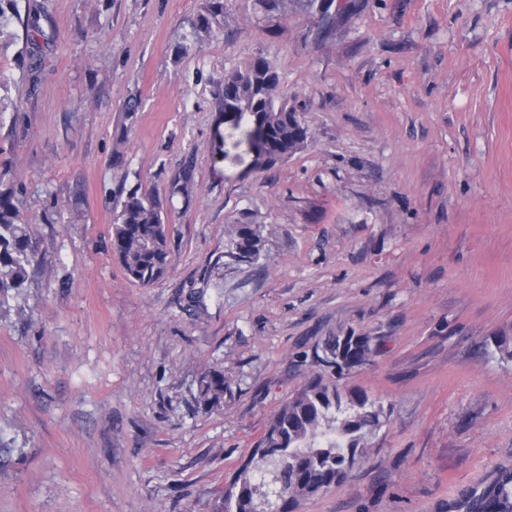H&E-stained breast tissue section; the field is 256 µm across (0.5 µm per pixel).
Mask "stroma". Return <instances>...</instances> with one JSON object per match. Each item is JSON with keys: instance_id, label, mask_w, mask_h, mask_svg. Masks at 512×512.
<instances>
[{"instance_id": "stroma-1", "label": "stroma", "mask_w": 512, "mask_h": 512, "mask_svg": "<svg viewBox=\"0 0 512 512\" xmlns=\"http://www.w3.org/2000/svg\"><path fill=\"white\" fill-rule=\"evenodd\" d=\"M34 5L53 40L0 38V172L34 250L0 294V512H212L317 374L383 415L294 512H449L512 469V0H333L329 25L308 0H224L208 35L202 0ZM259 55L311 129L264 169L213 150L234 141L218 83ZM187 160L170 267L135 284L114 191H168ZM235 224L257 259L229 256ZM349 330L369 359L317 363ZM211 370L228 388L205 408ZM193 28L199 33H210L213 26L220 28L224 24V0H204ZM170 189L180 193L185 198H190L196 189L194 168L192 164H184L171 181ZM231 230L232 251L238 260L254 259L261 251V236L252 224H235ZM228 384L220 371L206 373L199 382L197 401L201 405L215 407L224 400V391Z\"/></svg>"}]
</instances>
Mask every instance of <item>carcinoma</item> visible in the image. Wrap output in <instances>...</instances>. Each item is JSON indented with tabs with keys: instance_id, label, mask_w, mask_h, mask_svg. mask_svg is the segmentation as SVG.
<instances>
[{
	"instance_id": "cac0c4a2",
	"label": "carcinoma",
	"mask_w": 512,
	"mask_h": 512,
	"mask_svg": "<svg viewBox=\"0 0 512 512\" xmlns=\"http://www.w3.org/2000/svg\"><path fill=\"white\" fill-rule=\"evenodd\" d=\"M40 9L27 14L21 24L26 35L46 37L39 25ZM224 24V0H204L193 24L198 32H211ZM217 106L232 128L241 132L234 144L253 154L258 168L287 161L310 136L309 126L280 91V77L273 63L258 55L245 65L224 74ZM170 189L189 198L196 182L192 164H184ZM170 224L160 190L136 186L120 188L113 215L110 248L125 276L148 286L162 278L170 264ZM232 251L238 260H250L261 251V236L251 224H235L231 230ZM32 261L31 246L20 201L11 187L0 188V291L19 288ZM324 353L346 357L352 345L341 347V336L326 340ZM228 384L224 373L210 371L199 382L198 403L215 407L224 400ZM379 425V411L362 391L343 393L336 381L321 374L312 377L271 418L253 449L270 476L269 489L260 493L244 465L217 499L214 512H257L255 497L262 494L268 512H288L299 499L314 496L342 483L348 456L366 448V436ZM466 512H512V502L484 491L464 501Z\"/></svg>"
}]
</instances>
